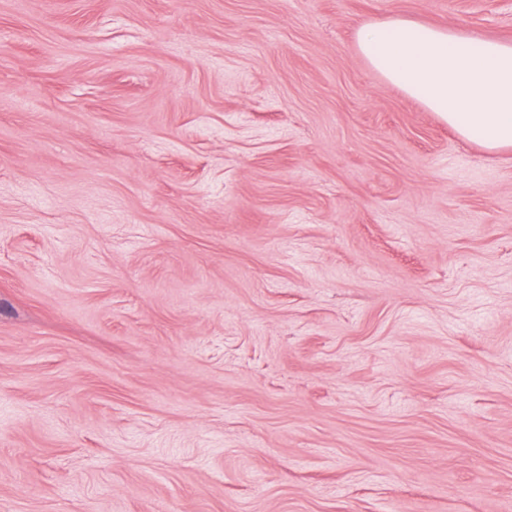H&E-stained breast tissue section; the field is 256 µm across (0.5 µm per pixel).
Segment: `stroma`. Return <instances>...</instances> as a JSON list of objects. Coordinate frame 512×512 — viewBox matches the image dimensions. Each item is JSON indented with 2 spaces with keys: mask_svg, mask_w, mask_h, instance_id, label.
<instances>
[{
  "mask_svg": "<svg viewBox=\"0 0 512 512\" xmlns=\"http://www.w3.org/2000/svg\"><path fill=\"white\" fill-rule=\"evenodd\" d=\"M512 0H0V512H512V150L356 49Z\"/></svg>",
  "mask_w": 512,
  "mask_h": 512,
  "instance_id": "35a3bbf8",
  "label": "stroma"
}]
</instances>
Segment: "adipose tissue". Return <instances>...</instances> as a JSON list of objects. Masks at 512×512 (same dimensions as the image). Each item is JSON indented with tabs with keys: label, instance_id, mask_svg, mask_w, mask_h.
Returning a JSON list of instances; mask_svg holds the SVG:
<instances>
[{
	"label": "adipose tissue",
	"instance_id": "obj_1",
	"mask_svg": "<svg viewBox=\"0 0 512 512\" xmlns=\"http://www.w3.org/2000/svg\"><path fill=\"white\" fill-rule=\"evenodd\" d=\"M356 45L386 82L463 139L490 152L512 149V44L395 18L364 24Z\"/></svg>",
	"mask_w": 512,
	"mask_h": 512
}]
</instances>
